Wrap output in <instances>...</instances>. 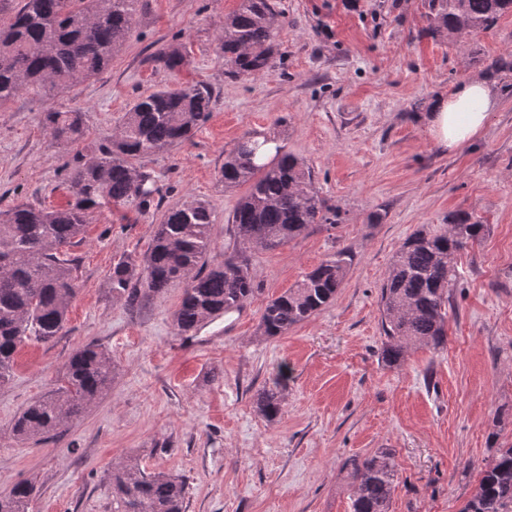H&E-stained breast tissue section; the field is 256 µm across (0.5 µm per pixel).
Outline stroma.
<instances>
[{
	"label": "stroma",
	"mask_w": 512,
	"mask_h": 512,
	"mask_svg": "<svg viewBox=\"0 0 512 512\" xmlns=\"http://www.w3.org/2000/svg\"><path fill=\"white\" fill-rule=\"evenodd\" d=\"M276 3L284 17L273 66L235 76L216 35L237 0H143L109 69L51 103L83 113V143L52 144L38 95L0 111V210L56 208L70 197L64 162L90 160L137 97L182 82L214 96L190 141L143 159L157 207L101 210L70 246L80 290L66 328L51 343L22 345L0 386V497L31 481L28 512H112L107 474L125 461L183 476L186 512H350L346 463L380 448L398 463L389 512H460L485 463L512 445V72L493 76L498 107L472 142L442 149L425 124L435 99L512 55V14L459 43L428 33L423 0ZM171 50L186 58L180 71L152 60ZM251 132L305 161L328 217L274 251L241 250L231 219L244 190L221 178L225 152ZM191 200L214 213L209 265L242 254L260 291L182 334L181 286L131 305L113 297L111 275L120 258L146 253L170 208ZM459 213L490 232L458 258L448 341L387 367L378 294L392 259L421 225ZM343 247L354 262L335 300L287 335H261L265 302ZM88 343L111 357V384L46 443L19 440L14 417ZM283 368V407L270 421L255 395ZM498 414L506 424L493 438Z\"/></svg>",
	"instance_id": "obj_1"
}]
</instances>
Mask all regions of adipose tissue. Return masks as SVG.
<instances>
[{
    "label": "adipose tissue",
    "instance_id": "1",
    "mask_svg": "<svg viewBox=\"0 0 512 512\" xmlns=\"http://www.w3.org/2000/svg\"><path fill=\"white\" fill-rule=\"evenodd\" d=\"M497 105L491 84L474 76L438 99L427 116V132L442 147L454 150L470 143Z\"/></svg>",
    "mask_w": 512,
    "mask_h": 512
}]
</instances>
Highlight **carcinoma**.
Here are the masks:
<instances>
[{
  "instance_id": "cac0c4a2",
  "label": "carcinoma",
  "mask_w": 512,
  "mask_h": 512,
  "mask_svg": "<svg viewBox=\"0 0 512 512\" xmlns=\"http://www.w3.org/2000/svg\"><path fill=\"white\" fill-rule=\"evenodd\" d=\"M142 0H0V108L34 91L48 100L79 80L98 76L112 54L129 39ZM428 31L457 41L491 29L512 0H425ZM277 13L272 0H238L224 17L217 48L236 74L256 75L274 63ZM213 93L204 83L159 87L126 112L116 131L88 162H65L71 200L56 209L18 204L0 211V383L13 375L16 354L26 341L49 343L65 328L79 284L74 244L94 213L122 206L144 214L159 193L154 176L135 162L190 139L207 119ZM41 123L59 146L80 142L83 113L49 108ZM268 137L259 134L224 157L226 187H244L231 223L243 249L274 251L325 220L324 202L311 170L295 155L278 150L279 160L258 163ZM213 213L200 200L169 209L143 259L127 256L112 266V294L129 304L175 284L183 285L174 321L183 334L206 320L238 312L258 293L256 273L235 255L207 266ZM488 225L470 214L446 224L423 225L393 256L380 287L382 358L393 368L417 346L440 348L447 341L448 307L460 272L457 255L479 242ZM353 261L347 249L329 255L293 288L267 301L259 329L282 336L336 298ZM112 361L94 345L79 348L56 386L32 402L12 423L15 435L36 444L77 417L106 389ZM286 376L256 393L269 420L281 411ZM354 487L352 512H388L395 487V454L383 448L349 461ZM112 512H185L186 483L165 473L148 474L117 463L108 474ZM34 487L14 486L0 497V512H25ZM460 512H512V446L498 449L484 466L479 484Z\"/></svg>"
}]
</instances>
